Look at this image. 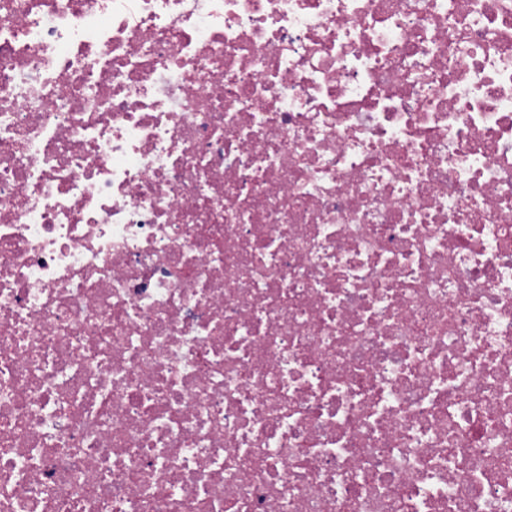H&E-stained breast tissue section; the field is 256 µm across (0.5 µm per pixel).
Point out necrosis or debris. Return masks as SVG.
<instances>
[{
    "instance_id": "obj_1",
    "label": "necrosis or debris",
    "mask_w": 512,
    "mask_h": 512,
    "mask_svg": "<svg viewBox=\"0 0 512 512\" xmlns=\"http://www.w3.org/2000/svg\"><path fill=\"white\" fill-rule=\"evenodd\" d=\"M0 512H512V0H0Z\"/></svg>"
}]
</instances>
